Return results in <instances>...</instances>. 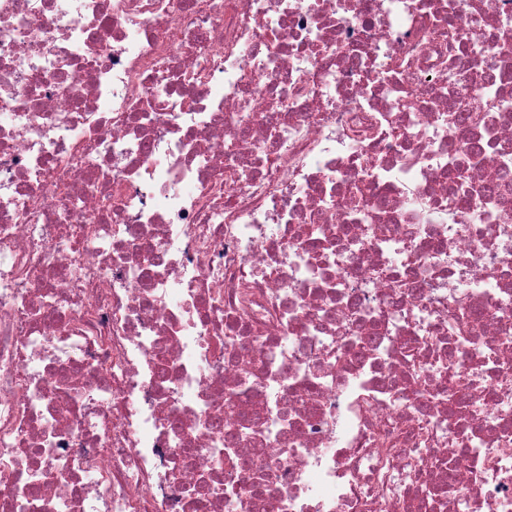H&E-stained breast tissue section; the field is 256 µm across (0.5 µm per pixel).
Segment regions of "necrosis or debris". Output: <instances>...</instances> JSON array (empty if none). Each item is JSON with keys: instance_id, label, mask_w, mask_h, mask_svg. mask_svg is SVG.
<instances>
[{"instance_id": "necrosis-or-debris-1", "label": "necrosis or debris", "mask_w": 512, "mask_h": 512, "mask_svg": "<svg viewBox=\"0 0 512 512\" xmlns=\"http://www.w3.org/2000/svg\"><path fill=\"white\" fill-rule=\"evenodd\" d=\"M503 98L512 0H0V512H512Z\"/></svg>"}]
</instances>
